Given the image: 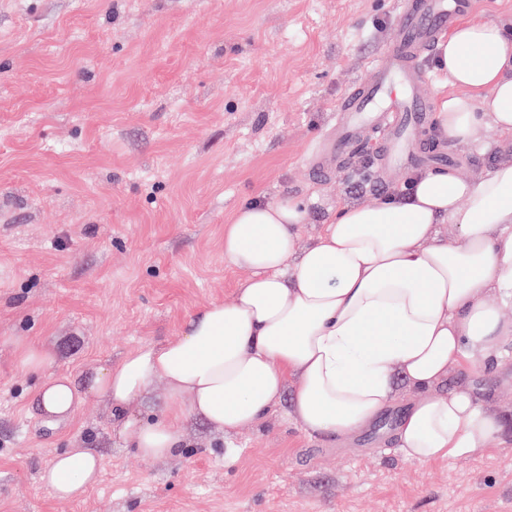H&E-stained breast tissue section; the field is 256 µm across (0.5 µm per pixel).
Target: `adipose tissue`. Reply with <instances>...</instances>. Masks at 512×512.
<instances>
[{"label": "adipose tissue", "instance_id": "1", "mask_svg": "<svg viewBox=\"0 0 512 512\" xmlns=\"http://www.w3.org/2000/svg\"><path fill=\"white\" fill-rule=\"evenodd\" d=\"M436 61L450 87L437 107L441 136L477 149L487 127L512 139L504 23L462 20L439 39ZM317 201L239 206L224 227V257L249 275L233 301L199 309L181 336L96 368L85 388L50 376L38 389L43 415L65 420L104 398L125 416L124 441L161 459L179 452L185 416L223 431L253 425L292 383L304 429L348 441L391 404L401 379L419 392L396 429L406 460L485 451L500 420L466 389L438 387L451 368L512 342V320L487 300H512V160L470 179L421 172L407 195L336 205L314 243L299 246L297 228ZM157 378L174 399L168 412L151 423L126 416ZM101 470L96 454L76 448L56 455L42 482L52 496L76 499Z\"/></svg>", "mask_w": 512, "mask_h": 512}]
</instances>
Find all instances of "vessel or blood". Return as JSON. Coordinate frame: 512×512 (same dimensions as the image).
I'll return each mask as SVG.
<instances>
[{
    "label": "vessel or blood",
    "instance_id": "b4317fda",
    "mask_svg": "<svg viewBox=\"0 0 512 512\" xmlns=\"http://www.w3.org/2000/svg\"><path fill=\"white\" fill-rule=\"evenodd\" d=\"M476 6L477 0H400L393 41L374 60L369 78L345 93L325 152L343 154L371 130L382 143L377 156L380 169L433 162V155L421 146L432 112L422 61L434 49L438 35Z\"/></svg>",
    "mask_w": 512,
    "mask_h": 512
}]
</instances>
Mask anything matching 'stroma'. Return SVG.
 I'll use <instances>...</instances> for the list:
<instances>
[{
	"label": "stroma",
	"instance_id": "obj_1",
	"mask_svg": "<svg viewBox=\"0 0 512 512\" xmlns=\"http://www.w3.org/2000/svg\"><path fill=\"white\" fill-rule=\"evenodd\" d=\"M398 0H0V512H512V345L451 368L505 428L487 453L418 463L394 441L414 396L343 442L307 432L292 390L232 433L200 418L183 447L153 460L129 448L110 404L89 398L50 423L13 337L50 355L48 373L83 385L96 367L182 334L228 303L245 269L224 259V226L242 202L319 193L298 243L331 205L401 188L314 173L346 90L392 41ZM427 148L465 178L512 157ZM86 448L99 482L50 495L53 457Z\"/></svg>",
	"mask_w": 512,
	"mask_h": 512
}]
</instances>
